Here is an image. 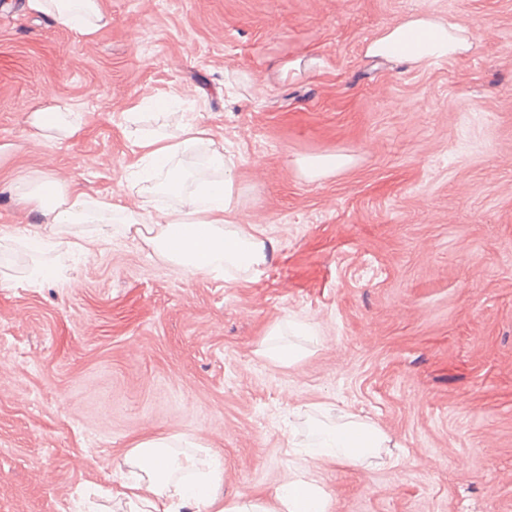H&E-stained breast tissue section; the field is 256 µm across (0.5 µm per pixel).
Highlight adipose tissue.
<instances>
[{"label":"adipose tissue","mask_w":512,"mask_h":512,"mask_svg":"<svg viewBox=\"0 0 512 512\" xmlns=\"http://www.w3.org/2000/svg\"><path fill=\"white\" fill-rule=\"evenodd\" d=\"M29 10L50 18L63 29L80 36L93 35L107 22L102 0H27ZM467 28L444 21L428 12H416L388 24L368 41L365 52L373 57L399 59L425 67L467 51ZM29 124L42 139L80 137L85 121L79 106L59 102L31 112ZM209 132L196 123L182 124L176 132H157L134 141L154 174L145 181V194L175 199L172 207L146 213L103 200H86L70 194L52 175L36 177L21 193L39 213L41 221L24 238L39 250L48 232L70 224H92L99 238L112 236V226L132 229L144 225L143 242L161 259L191 274L199 272L244 273L259 271L268 260L264 238L234 223L238 209L235 165L223 153L207 158L213 179H193L185 158L208 143ZM320 441L310 449L311 458H330L358 464L384 447L386 437L374 424L351 420L319 431ZM178 436H157L135 441L124 463L130 478L109 491L110 499L123 503L128 512H328V496L314 482L288 479L272 498L243 495L225 500L220 492L224 468L209 449L179 453Z\"/></svg>","instance_id":"adipose-tissue-1"}]
</instances>
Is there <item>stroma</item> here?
I'll use <instances>...</instances> for the list:
<instances>
[{
    "label": "stroma",
    "mask_w": 512,
    "mask_h": 512,
    "mask_svg": "<svg viewBox=\"0 0 512 512\" xmlns=\"http://www.w3.org/2000/svg\"><path fill=\"white\" fill-rule=\"evenodd\" d=\"M103 4L84 38L0 0V512H81L157 435L215 453L228 500L304 474L329 512H512V0ZM418 11L469 49L366 56ZM58 101L85 134L35 144L30 112ZM189 118L236 164L260 272L189 274L79 224L85 251L40 254L64 277L29 284L18 185L138 208L133 137ZM325 154L349 162L309 180L300 160ZM276 326L291 364L262 354ZM351 419L385 434L379 458L299 454Z\"/></svg>",
    "instance_id": "stroma-1"
}]
</instances>
